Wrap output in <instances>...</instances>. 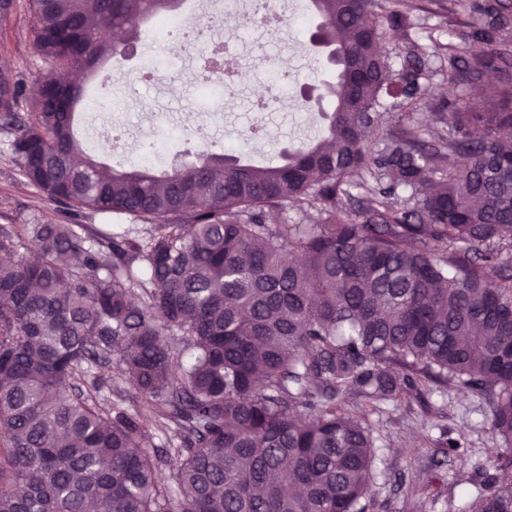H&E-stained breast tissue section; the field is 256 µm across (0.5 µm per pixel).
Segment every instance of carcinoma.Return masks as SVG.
<instances>
[{
    "mask_svg": "<svg viewBox=\"0 0 512 512\" xmlns=\"http://www.w3.org/2000/svg\"><path fill=\"white\" fill-rule=\"evenodd\" d=\"M28 2L54 77L22 114L0 63L20 175L150 228L0 233V512H368L375 442L343 400L375 409L427 381L489 404L504 447L475 512H512V0H474L461 41L439 46L448 84L496 77L490 105L387 129L380 96L418 107L426 64L412 42L393 72L367 17L408 30L422 0H313L335 73L324 138L268 165L204 152L162 173L85 152L74 74L118 54L99 20L133 38L179 3ZM290 205L322 223H267ZM114 352L158 428L175 425L170 485L140 413L98 395L92 368Z\"/></svg>",
    "mask_w": 512,
    "mask_h": 512,
    "instance_id": "1",
    "label": "carcinoma"
}]
</instances>
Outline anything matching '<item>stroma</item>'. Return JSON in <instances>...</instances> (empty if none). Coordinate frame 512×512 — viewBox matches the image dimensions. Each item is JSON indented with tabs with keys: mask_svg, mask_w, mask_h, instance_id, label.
<instances>
[{
	"mask_svg": "<svg viewBox=\"0 0 512 512\" xmlns=\"http://www.w3.org/2000/svg\"><path fill=\"white\" fill-rule=\"evenodd\" d=\"M461 2L444 0L439 5L435 0H428L417 27L388 32L384 47L392 68H399L402 51L413 40L427 54L432 80L429 92L415 110L400 108L398 100L393 98L381 99L377 110L385 125L411 121L430 126L436 112L442 111L447 103L478 99L479 89L448 85L442 74L447 62L436 49L437 44L460 40L470 19ZM223 6L224 0H183L179 17L198 23L208 15L223 13ZM291 6L299 15V22L280 26L273 38L265 41L254 31H243L240 25L241 19L252 15L249 0H244L238 12L223 13L222 34L230 55L246 62L254 43L263 42L266 58L291 70L296 84L291 99L273 115L264 135L258 137L248 131L251 114L247 106L255 99L268 96L269 82L264 71H256L245 85V108L225 117L221 131L210 146L212 152H243L248 160L267 164L277 160L280 150L322 136L326 121L321 112L304 111L303 95L305 87L319 88L330 80L332 68L309 46L310 34L318 23L316 15L307 11L306 0H291ZM33 22L27 0H17L6 31L0 33V61L8 62L15 79L23 86L18 105L22 113L50 70L33 44ZM151 32V22L142 23L141 36L130 44L127 57L103 64V71L111 75L109 83H102L97 76L89 80L94 94L108 103L112 123L103 125L100 113L90 107L81 113L79 127L90 143L102 147L106 146L108 135L120 134V150L106 157L114 166L136 165V133L161 137L162 126L155 115L158 106H166L174 122L183 126L197 124L203 118L195 94L202 76L193 61H186L177 72L163 73L161 78H144L147 56L164 61L170 57L168 46L152 42ZM174 83L179 85V93L171 92ZM37 221L84 224L92 234L106 224L116 233L127 231L137 236L145 232L144 225L127 216L69 210L48 199L21 177L11 158L9 138L0 131V230ZM99 373L106 382L101 398L122 409L139 410L146 425L148 446L167 452L174 436L157 428L145 398L121 379L115 366H103ZM488 419V406L480 397L435 383L421 387L417 395L407 400L383 405L370 417L378 448L369 491L373 512H468L471 502L483 490L480 470H491L495 450L502 445L492 435ZM445 429L463 438L465 451L471 458L469 464L444 463L439 440Z\"/></svg>",
	"mask_w": 512,
	"mask_h": 512,
	"instance_id": "stroma-1",
	"label": "stroma"
}]
</instances>
